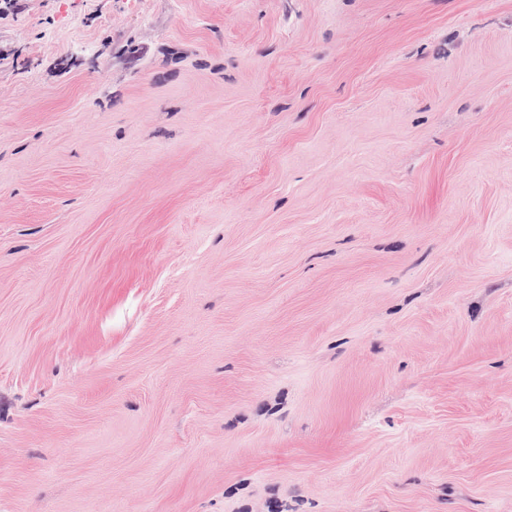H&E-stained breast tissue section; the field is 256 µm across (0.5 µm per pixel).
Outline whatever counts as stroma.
<instances>
[{"mask_svg": "<svg viewBox=\"0 0 512 512\" xmlns=\"http://www.w3.org/2000/svg\"><path fill=\"white\" fill-rule=\"evenodd\" d=\"M0 50V512H512V0Z\"/></svg>", "mask_w": 512, "mask_h": 512, "instance_id": "35a3bbf8", "label": "stroma"}]
</instances>
